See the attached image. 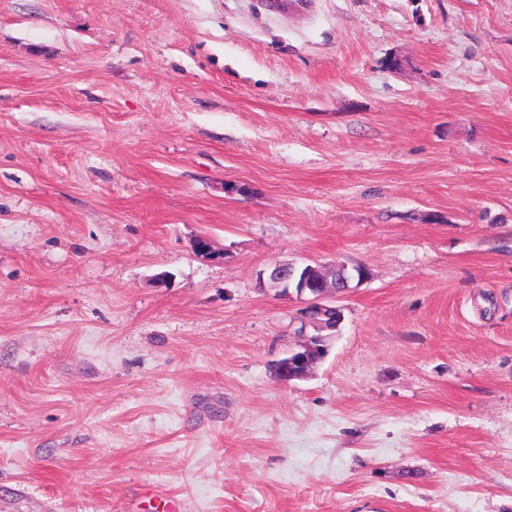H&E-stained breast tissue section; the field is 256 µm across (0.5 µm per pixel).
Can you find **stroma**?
<instances>
[{
	"instance_id": "obj_1",
	"label": "stroma",
	"mask_w": 512,
	"mask_h": 512,
	"mask_svg": "<svg viewBox=\"0 0 512 512\" xmlns=\"http://www.w3.org/2000/svg\"><path fill=\"white\" fill-rule=\"evenodd\" d=\"M172 499L512 512V0H0V512ZM287 263L274 265L267 271L266 278L275 285V288L280 290L287 288L288 296L291 295V289L299 288L300 290L297 299L301 300L303 304L300 316L301 323L304 324L305 335L302 336L297 347L289 351L288 355L278 360L276 364L277 377L283 383L290 384L293 381L305 379L309 375L311 367L326 356L328 349L320 344L321 336L308 335L306 331L308 328L324 330L332 322H336L337 325L341 318H337L336 302L350 287L347 286L339 293L327 294L325 282L317 279L316 276L317 272H322L320 266L305 265L306 267L300 272L304 266H287L285 265ZM271 271V275L268 276ZM334 313L336 319L327 323L328 321L325 320H329Z\"/></svg>"
}]
</instances>
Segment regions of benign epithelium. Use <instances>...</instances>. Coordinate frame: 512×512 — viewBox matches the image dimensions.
<instances>
[{
	"instance_id": "obj_1",
	"label": "benign epithelium",
	"mask_w": 512,
	"mask_h": 512,
	"mask_svg": "<svg viewBox=\"0 0 512 512\" xmlns=\"http://www.w3.org/2000/svg\"><path fill=\"white\" fill-rule=\"evenodd\" d=\"M270 271L268 278H260V284L264 285L269 280L279 289H299L297 299L303 304L300 316L304 328L318 331L326 329L327 320L336 313V302L344 292L326 291L325 282L316 276L321 267L308 265L301 268L279 263L270 268ZM327 352L328 349L321 344L320 336L306 334L295 349L277 362V377L285 384L303 380L309 375L311 367L322 360Z\"/></svg>"
}]
</instances>
